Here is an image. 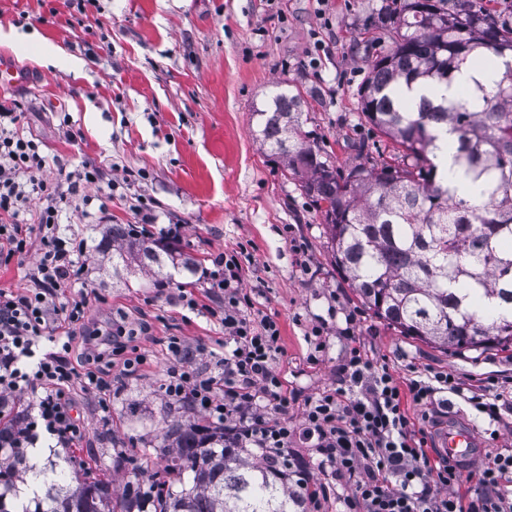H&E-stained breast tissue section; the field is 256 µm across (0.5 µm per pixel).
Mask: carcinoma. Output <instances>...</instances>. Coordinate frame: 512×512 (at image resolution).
<instances>
[{
	"mask_svg": "<svg viewBox=\"0 0 512 512\" xmlns=\"http://www.w3.org/2000/svg\"><path fill=\"white\" fill-rule=\"evenodd\" d=\"M418 0L381 9L390 47L372 61L360 91L361 113L402 148L406 163L378 165L366 145H352L365 161L345 171L306 141L299 97L276 87L257 109L256 135L300 190L321 211L336 267L377 318L443 351L512 347V25L482 0ZM501 60L497 79L478 81L461 101L405 92L436 82L448 85L475 52ZM455 136L453 165L480 188L463 196L438 174L444 133ZM330 208L323 209V204ZM133 234L112 225L100 247ZM144 259L163 274L193 270L194 259L174 243L140 245ZM165 449L164 480L156 494L127 487L112 512H302V494L286 473L247 448L224 444V429L175 420L155 436ZM0 469V512H102L111 482L92 470L75 471L86 490L76 494L55 468L31 473Z\"/></svg>",
	"mask_w": 512,
	"mask_h": 512,
	"instance_id": "carcinoma-1",
	"label": "carcinoma"
}]
</instances>
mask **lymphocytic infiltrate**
Listing matches in <instances>:
<instances>
[{"instance_id": "f902f5d3", "label": "lymphocytic infiltrate", "mask_w": 512, "mask_h": 512, "mask_svg": "<svg viewBox=\"0 0 512 512\" xmlns=\"http://www.w3.org/2000/svg\"><path fill=\"white\" fill-rule=\"evenodd\" d=\"M23 118L18 105L0 103V267L27 252L37 254L27 287L0 289V392L32 396L29 416L9 431L16 451L35 444L42 431L61 447L75 445L82 430L72 415L70 388L104 393L107 366L121 363L130 375L145 362L118 322L108 332H94L80 365L72 364L70 329L84 324L89 300L86 293L68 296L63 289L82 276L86 250L83 241L60 230L73 203L91 204L85 188L131 187L141 175L128 171L107 181L97 164L84 163L67 172L63 184L50 183L41 141L18 131ZM243 254L240 247L225 250L209 274L221 300L220 373H198L188 364L190 346L170 337L162 384L169 399L188 401L223 425L229 446L258 449L288 470L301 467L291 447L304 435L320 468L346 483L343 512H512V452L480 467L478 492L467 502L452 491L462 481L455 465L429 466L427 442L418 437L406 406L427 408L437 394L458 393L452 372L428 370L402 386L389 367L353 346L337 387L307 399L299 418H289L290 402L275 366L280 327L273 317L252 316L253 298L242 287ZM46 341L53 351H43Z\"/></svg>"}]
</instances>
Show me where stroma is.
<instances>
[{"mask_svg":"<svg viewBox=\"0 0 512 512\" xmlns=\"http://www.w3.org/2000/svg\"><path fill=\"white\" fill-rule=\"evenodd\" d=\"M383 0H97L95 9L68 23L63 0H0V62L16 67L21 83L1 95L25 114L22 131L45 145V175L74 170L85 161L104 167L105 178L143 170L133 189H117L108 222L88 224L80 214L61 228L86 242L82 280L91 291L83 335L124 318L129 327L150 322L136 343L146 357L136 376L108 378L110 418L98 396L73 388V414L83 428L72 448H51L47 459L72 473L76 460L93 459L112 481L154 483L165 464L151 440L163 419L207 424L202 413L175 410L161 389L168 368L166 341L179 336L197 347L194 365L218 373L222 330L212 317L216 302L208 274L224 249L245 246L244 289L256 313L281 329L277 366L296 401L336 383V369L351 345L387 365L396 378L407 366L455 374L462 395H449L447 410L474 424L487 457L512 451V410L498 422L467 403L484 381L498 380L512 393V349L445 352L376 318L359 301L331 260L323 218L280 157L261 146L253 112L274 86L301 95L302 129L338 167L358 164L353 143L383 147L390 165L400 151L366 121L359 93L371 61L388 40L376 24ZM79 59L55 67L42 47ZM69 113L62 128L59 113ZM153 200L158 221L181 225L178 240L196 260L194 273L158 276L135 260L137 240L121 253L97 250L110 225L132 224L130 194ZM184 291L197 309L169 303ZM356 313L346 325L347 313ZM325 324L324 350L310 363L309 333ZM496 428V439L486 431Z\"/></svg>","mask_w":512,"mask_h":512,"instance_id":"1","label":"stroma"}]
</instances>
